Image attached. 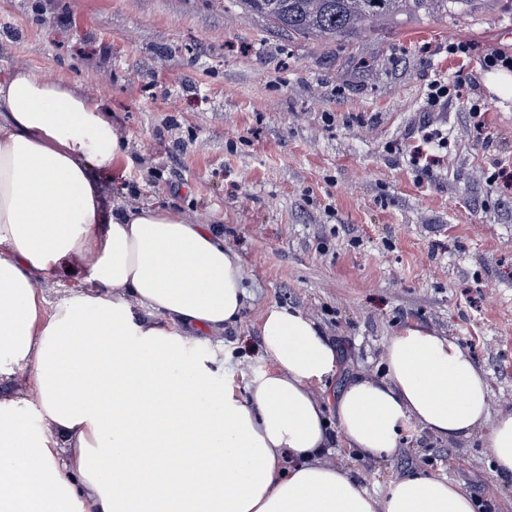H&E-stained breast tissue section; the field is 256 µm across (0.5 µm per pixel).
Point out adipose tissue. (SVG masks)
<instances>
[{
    "mask_svg": "<svg viewBox=\"0 0 512 512\" xmlns=\"http://www.w3.org/2000/svg\"><path fill=\"white\" fill-rule=\"evenodd\" d=\"M124 156L104 101L27 68L0 80V512H479L448 477L379 497L324 460L339 442L391 457L410 425L486 439L512 484V410L491 412L487 372L428 329L330 400L314 388L335 343L273 305L268 367L220 384L223 350L191 335L239 320L240 259L220 225L112 202L102 176ZM65 278L57 299L39 288Z\"/></svg>",
    "mask_w": 512,
    "mask_h": 512,
    "instance_id": "ef3b65f1",
    "label": "adipose tissue"
}]
</instances>
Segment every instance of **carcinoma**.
Here are the masks:
<instances>
[{
    "label": "carcinoma",
    "instance_id": "cac0c4a2",
    "mask_svg": "<svg viewBox=\"0 0 512 512\" xmlns=\"http://www.w3.org/2000/svg\"><path fill=\"white\" fill-rule=\"evenodd\" d=\"M472 0H239L274 31L290 39L328 44L358 38L377 27Z\"/></svg>",
    "mask_w": 512,
    "mask_h": 512
}]
</instances>
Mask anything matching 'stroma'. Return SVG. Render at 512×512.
<instances>
[{
  "instance_id": "1",
  "label": "stroma",
  "mask_w": 512,
  "mask_h": 512,
  "mask_svg": "<svg viewBox=\"0 0 512 512\" xmlns=\"http://www.w3.org/2000/svg\"><path fill=\"white\" fill-rule=\"evenodd\" d=\"M471 46L468 60L448 51ZM512 50V0H475L328 46L288 40L235 0H0V69L97 93L127 148L107 173L122 208L161 206L221 223L248 292L223 347L238 391L266 367L259 322L290 306L336 344L325 390L380 376L389 336L420 325L473 353L492 411L512 409V100L484 85L482 57ZM456 96L427 105L436 80ZM486 102L481 138L467 102ZM448 140L413 164L426 122ZM396 456L339 448L330 464L377 496L414 473L445 475L494 512H512L479 438L445 443L404 432Z\"/></svg>"
}]
</instances>
